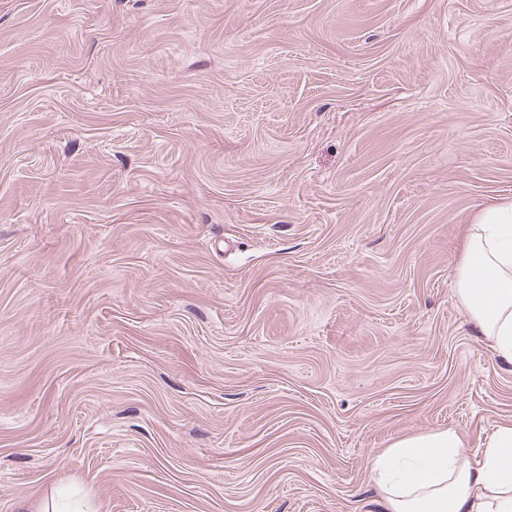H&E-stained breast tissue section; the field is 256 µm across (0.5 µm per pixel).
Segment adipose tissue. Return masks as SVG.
I'll return each instance as SVG.
<instances>
[{
  "label": "adipose tissue",
  "instance_id": "adipose-tissue-1",
  "mask_svg": "<svg viewBox=\"0 0 512 512\" xmlns=\"http://www.w3.org/2000/svg\"><path fill=\"white\" fill-rule=\"evenodd\" d=\"M455 288L488 347L512 363V200L488 202L469 224ZM371 472L385 512H512V423L494 429L480 459L448 428L393 443Z\"/></svg>",
  "mask_w": 512,
  "mask_h": 512
}]
</instances>
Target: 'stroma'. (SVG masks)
Segmentation results:
<instances>
[{"instance_id":"1","label":"stroma","mask_w":512,"mask_h":512,"mask_svg":"<svg viewBox=\"0 0 512 512\" xmlns=\"http://www.w3.org/2000/svg\"><path fill=\"white\" fill-rule=\"evenodd\" d=\"M512 198V0H0V512H382L512 421L454 293Z\"/></svg>"}]
</instances>
